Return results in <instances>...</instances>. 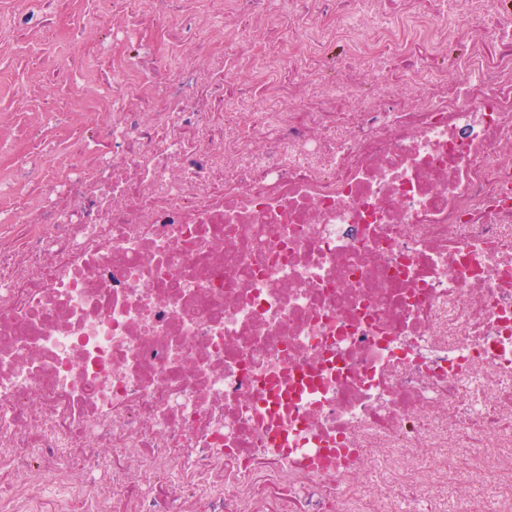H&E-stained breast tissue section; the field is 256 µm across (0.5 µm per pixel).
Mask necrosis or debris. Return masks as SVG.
I'll return each mask as SVG.
<instances>
[{
  "mask_svg": "<svg viewBox=\"0 0 512 512\" xmlns=\"http://www.w3.org/2000/svg\"><path fill=\"white\" fill-rule=\"evenodd\" d=\"M196 2L0 24L113 72L0 173V512H441L467 467L512 512V0ZM168 37L182 44V65L192 70L200 81H204L207 78V71L199 60V54L195 45L186 40L184 35L177 30H171L168 33ZM100 117L82 104H75L61 117L60 124L63 129L72 131L76 129L88 130L97 125Z\"/></svg>",
  "mask_w": 512,
  "mask_h": 512,
  "instance_id": "1",
  "label": "necrosis or debris"
}]
</instances>
